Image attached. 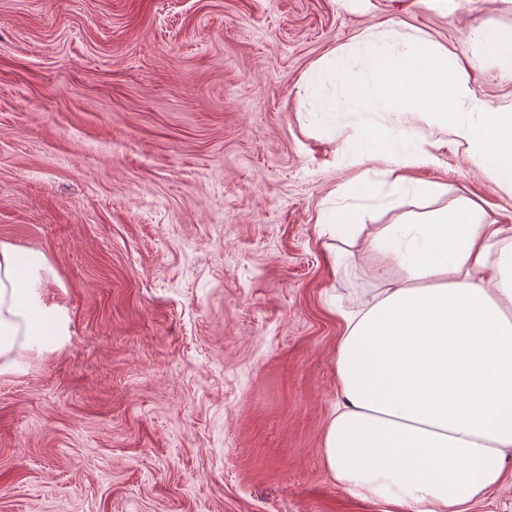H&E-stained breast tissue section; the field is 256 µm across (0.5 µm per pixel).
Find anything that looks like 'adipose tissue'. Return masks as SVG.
Instances as JSON below:
<instances>
[{"label": "adipose tissue", "mask_w": 512, "mask_h": 512, "mask_svg": "<svg viewBox=\"0 0 512 512\" xmlns=\"http://www.w3.org/2000/svg\"><path fill=\"white\" fill-rule=\"evenodd\" d=\"M348 52L362 61L341 74L348 110L396 117L360 130L358 158L437 167L449 135L512 193V109L476 96L447 52L417 32L372 31ZM419 121L436 139L413 134ZM368 248L386 277L341 313L323 463L364 500L471 512L512 479V225L463 198L375 229ZM47 269L42 254L0 243V374L69 333L66 312L43 295Z\"/></svg>", "instance_id": "ef3b65f1"}]
</instances>
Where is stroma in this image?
<instances>
[{
    "label": "stroma",
    "instance_id": "1",
    "mask_svg": "<svg viewBox=\"0 0 512 512\" xmlns=\"http://www.w3.org/2000/svg\"><path fill=\"white\" fill-rule=\"evenodd\" d=\"M512 0H0V242L43 254L70 334L0 375V512H383L322 458L350 309L381 287L367 228L512 195L456 144L397 193L351 165L366 120L309 70L365 30H418L475 94L512 78L475 36ZM357 217L351 211L325 209L319 216V224H324L330 232L336 233L347 231L353 233Z\"/></svg>",
    "mask_w": 512,
    "mask_h": 512
}]
</instances>
